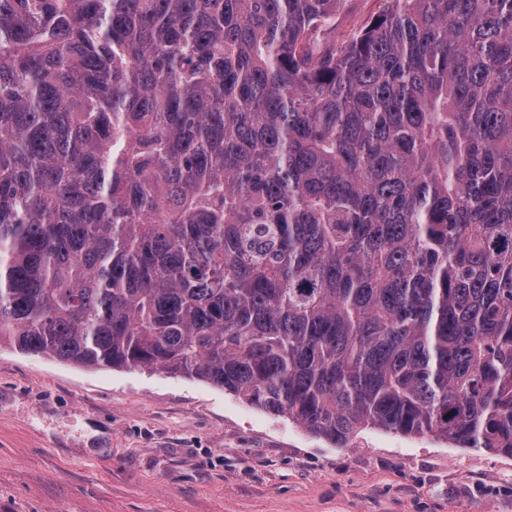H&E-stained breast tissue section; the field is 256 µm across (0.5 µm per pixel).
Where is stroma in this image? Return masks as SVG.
<instances>
[{"label": "stroma", "instance_id": "stroma-1", "mask_svg": "<svg viewBox=\"0 0 512 512\" xmlns=\"http://www.w3.org/2000/svg\"><path fill=\"white\" fill-rule=\"evenodd\" d=\"M0 512H512V457L336 447L204 382L0 345Z\"/></svg>", "mask_w": 512, "mask_h": 512}]
</instances>
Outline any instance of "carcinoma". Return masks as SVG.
<instances>
[{"label": "carcinoma", "instance_id": "carcinoma-1", "mask_svg": "<svg viewBox=\"0 0 512 512\" xmlns=\"http://www.w3.org/2000/svg\"><path fill=\"white\" fill-rule=\"evenodd\" d=\"M341 2L0 0V343L512 457V0ZM390 0H347L337 19L336 35L347 32L355 23L390 6Z\"/></svg>", "mask_w": 512, "mask_h": 512}]
</instances>
